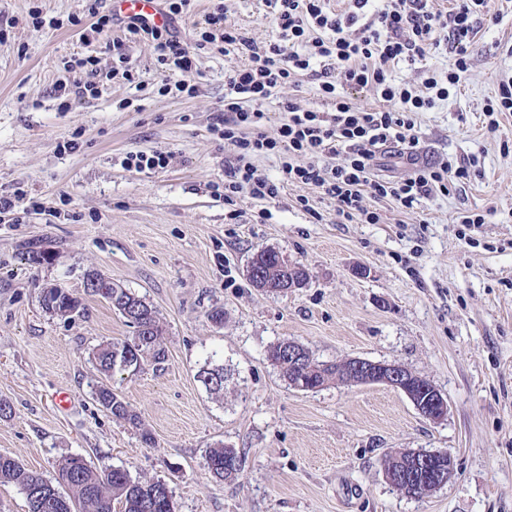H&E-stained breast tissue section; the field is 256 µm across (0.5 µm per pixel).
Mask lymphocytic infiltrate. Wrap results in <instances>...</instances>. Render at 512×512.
Returning <instances> with one entry per match:
<instances>
[{
  "mask_svg": "<svg viewBox=\"0 0 512 512\" xmlns=\"http://www.w3.org/2000/svg\"><path fill=\"white\" fill-rule=\"evenodd\" d=\"M341 13L327 0H265L276 36L257 44L247 32L224 24L223 8L209 14L195 47H188L170 27L187 14L192 0H164L168 23L162 27L127 21L125 40H111L115 15L89 8L87 17L69 16L84 41L110 40L123 69L127 67L126 41L150 42L165 71L160 94H193L198 73L191 49L213 47L237 52L246 64L224 76V115L213 131L229 146L224 159V204L230 220H239L238 202L248 196L273 200L292 183L312 185L336 203L338 223L377 224L381 215L366 206V199L389 201L412 210L435 194H449L468 180L467 166L446 161L416 166L400 180L376 175L375 168L391 146H398L408 161L417 159L419 113L448 100L469 70L478 24L491 15L490 0H452L450 7L434 8L432 0H348ZM449 50L447 68L431 67V56ZM417 69L421 82L395 80L399 64ZM308 75L319 82L325 109L304 108L292 100L282 104L287 114L275 135L263 130L264 102L282 88ZM373 90L380 104L359 108L352 92ZM275 157L282 173L274 180L258 164Z\"/></svg>",
  "mask_w": 512,
  "mask_h": 512,
  "instance_id": "lymphocytic-infiltrate-1",
  "label": "lymphocytic infiltrate"
}]
</instances>
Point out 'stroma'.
<instances>
[{"mask_svg": "<svg viewBox=\"0 0 512 512\" xmlns=\"http://www.w3.org/2000/svg\"><path fill=\"white\" fill-rule=\"evenodd\" d=\"M93 3L110 9V0H0V194L21 182L40 203L0 221V401L12 408L0 416V454L47 479L69 455L100 472L120 467L166 483L176 512H512V116L496 132L482 128L512 78V0H493L498 21L481 24L457 93L417 118L421 162L471 163L470 179L412 211L378 203L377 224L337 223L334 201L301 183L273 200L242 198L240 220L229 222L218 191L226 151L210 126L224 74L244 56L201 53L196 93L162 96L152 44L130 42L143 89L105 77L98 97H71L60 110L58 81L87 78L65 61L93 55L105 74L114 64L104 42L85 43L66 24ZM223 4L226 25L260 44L274 37L263 0ZM35 8L57 26H33ZM288 98L320 106L317 80L301 77L266 101L268 134ZM67 141L75 151L63 150ZM154 150L172 153L165 170L121 165L126 152ZM460 212L485 217L474 241L453 222ZM29 241L49 262H28ZM264 248L303 265L306 285L254 288L247 269ZM91 271L143 297L165 330L161 367L110 380L153 445L95 398L105 378L93 351L133 329L86 294ZM47 285L82 297L84 310L45 313ZM216 308L219 324L209 318ZM286 339L320 361L402 364L447 397L448 413L430 421L383 385L293 389L266 359ZM217 366L224 388L213 393L198 373ZM61 390L72 395L65 411L53 403ZM219 445L241 455L238 480L210 477L206 455ZM405 449L447 450L454 477L427 496L402 495L385 462Z\"/></svg>", "mask_w": 512, "mask_h": 512, "instance_id": "obj_1", "label": "stroma"}]
</instances>
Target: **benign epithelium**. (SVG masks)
<instances>
[{"instance_id": "1", "label": "benign epithelium", "mask_w": 512, "mask_h": 512, "mask_svg": "<svg viewBox=\"0 0 512 512\" xmlns=\"http://www.w3.org/2000/svg\"><path fill=\"white\" fill-rule=\"evenodd\" d=\"M347 375L350 382L359 385L383 384L403 392L421 415L432 420L443 419L448 412L447 399L429 381L398 363L373 362L363 358L348 359ZM415 464L425 466L435 458L445 461L433 475L431 482L421 484L420 492L430 494L455 475L453 456L446 450L413 451Z\"/></svg>"}]
</instances>
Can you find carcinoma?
I'll return each mask as SVG.
<instances>
[{
    "mask_svg": "<svg viewBox=\"0 0 512 512\" xmlns=\"http://www.w3.org/2000/svg\"><path fill=\"white\" fill-rule=\"evenodd\" d=\"M249 277L252 282H263L270 291L279 289L282 279L287 277L282 254L271 248L259 251L252 258ZM101 298L125 319L128 326L140 327L142 331L129 340L112 342L93 352L99 371L110 378L117 371L137 372L148 362L156 367L164 363L167 351L157 311L136 293L117 285L108 287ZM41 302L45 312L52 316L63 317L83 310L80 297L72 293L62 296L52 286L42 289ZM132 340L139 341V344L133 363L126 365L123 351ZM267 359L290 386L297 381L314 390L336 380L334 363H320L309 355L304 364L288 363L286 340L271 347ZM198 379L209 390L219 392L224 389V368L204 369L198 374ZM95 391L101 405L113 417L138 430L143 444H153L152 434L143 427L139 415L121 396L106 386L98 385ZM206 464L211 477L217 481H234L241 471V460L236 451L224 446L211 449L206 456ZM388 465L403 470L402 482L408 485L407 492L415 491V486L422 480L417 468L401 460L398 453L389 457ZM0 483H12L20 489L28 512H113L116 501L122 504L123 512H175L172 491L164 482L134 481L122 468L100 473L79 456L65 459L59 464L56 477L49 480L27 470L14 458L0 454ZM61 486L68 487L73 497H64L59 492Z\"/></svg>",
    "mask_w": 512,
    "mask_h": 512,
    "instance_id": "1",
    "label": "carcinoma"
}]
</instances>
